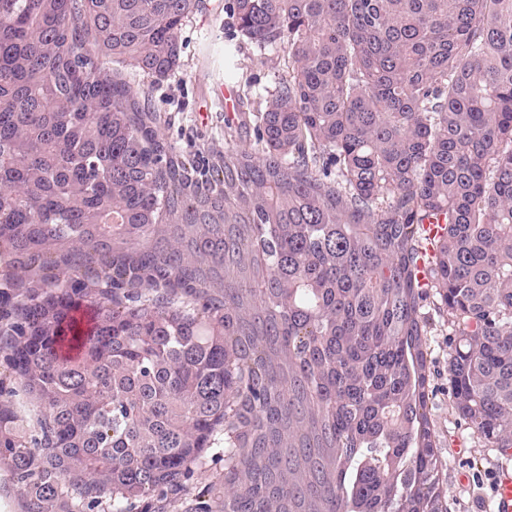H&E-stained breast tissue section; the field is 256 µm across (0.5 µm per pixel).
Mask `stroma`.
Wrapping results in <instances>:
<instances>
[{
    "instance_id": "stroma-1",
    "label": "stroma",
    "mask_w": 512,
    "mask_h": 512,
    "mask_svg": "<svg viewBox=\"0 0 512 512\" xmlns=\"http://www.w3.org/2000/svg\"><path fill=\"white\" fill-rule=\"evenodd\" d=\"M183 67L174 76L154 83L126 63L112 68L140 95L149 99L161 116V133L183 152L204 151L230 155L256 140L257 112L270 101L279 77L285 73L288 55L283 46L257 48L237 28L229 0H202V6L185 22L181 34ZM235 88L249 99L250 116L226 119L212 101L220 88ZM426 322L422 338L427 353L429 378L426 413L437 458L435 477L448 512H489L494 473L502 457L451 411L448 401L449 337L454 327L436 297H427L421 308ZM0 396L13 403L20 425L31 428L36 404L12 375L5 353L0 352ZM461 441L465 451L453 450ZM474 478L472 487H461L459 472Z\"/></svg>"
}]
</instances>
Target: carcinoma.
Listing matches in <instances>:
<instances>
[{"label":"carcinoma","instance_id":"obj_1","mask_svg":"<svg viewBox=\"0 0 512 512\" xmlns=\"http://www.w3.org/2000/svg\"><path fill=\"white\" fill-rule=\"evenodd\" d=\"M201 4L0 0V351L39 408L33 434L0 400V460L25 512H226L246 495L238 398L261 410V363L227 337L224 309L200 303L220 286L196 284L175 244V264L140 247L85 262L84 226L105 211L147 241L188 176H214L100 64L174 75ZM230 8L251 42L288 55L222 187L251 210L266 299L318 365L309 393L336 416L340 512H428L431 432L407 410L426 405L409 341L426 289L454 319L452 409L512 449V0ZM440 216L428 250L422 224ZM59 240L80 259L53 262ZM211 448L224 473L187 500Z\"/></svg>","mask_w":512,"mask_h":512}]
</instances>
